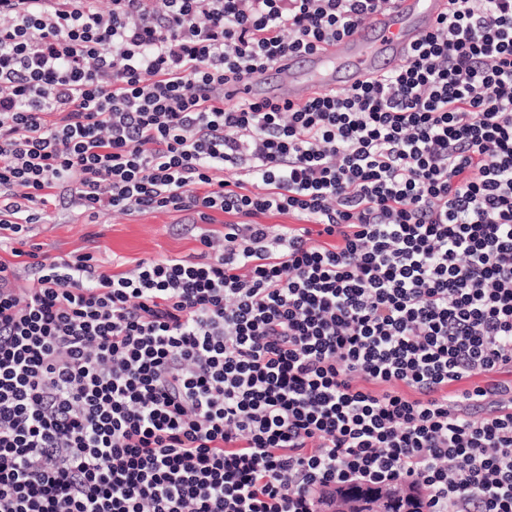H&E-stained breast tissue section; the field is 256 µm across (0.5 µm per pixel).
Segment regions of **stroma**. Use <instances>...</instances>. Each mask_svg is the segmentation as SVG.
<instances>
[{"label": "stroma", "instance_id": "1", "mask_svg": "<svg viewBox=\"0 0 512 512\" xmlns=\"http://www.w3.org/2000/svg\"><path fill=\"white\" fill-rule=\"evenodd\" d=\"M51 221L32 225L28 245L42 257L92 254L103 269L131 270L139 262L192 255L199 232L191 211L109 214L91 222L64 206L50 207Z\"/></svg>", "mask_w": 512, "mask_h": 512}]
</instances>
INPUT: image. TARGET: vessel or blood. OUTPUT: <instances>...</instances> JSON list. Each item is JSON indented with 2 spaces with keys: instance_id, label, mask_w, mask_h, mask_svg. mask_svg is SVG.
I'll return each mask as SVG.
<instances>
[{
  "instance_id": "vessel-or-blood-1",
  "label": "vessel or blood",
  "mask_w": 512,
  "mask_h": 512,
  "mask_svg": "<svg viewBox=\"0 0 512 512\" xmlns=\"http://www.w3.org/2000/svg\"><path fill=\"white\" fill-rule=\"evenodd\" d=\"M447 0H395L355 32L313 54L293 55L265 72L225 87V97L269 96L301 103L322 87L348 88L399 66L418 38L447 9Z\"/></svg>"
}]
</instances>
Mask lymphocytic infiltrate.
<instances>
[{
	"mask_svg": "<svg viewBox=\"0 0 512 512\" xmlns=\"http://www.w3.org/2000/svg\"><path fill=\"white\" fill-rule=\"evenodd\" d=\"M390 2L0 0V512H316L353 483L512 512V383L474 381L512 372V0H448L360 86L224 98ZM63 190L235 221L126 272L37 258Z\"/></svg>",
	"mask_w": 512,
	"mask_h": 512,
	"instance_id": "obj_1",
	"label": "lymphocytic infiltrate"
}]
</instances>
